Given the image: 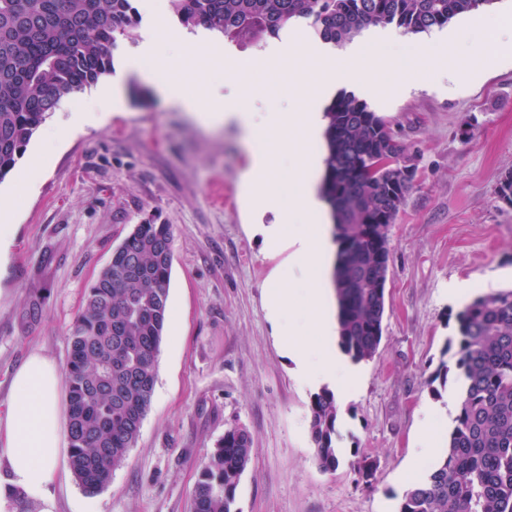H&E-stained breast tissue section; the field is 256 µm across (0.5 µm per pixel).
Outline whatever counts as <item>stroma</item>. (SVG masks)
Here are the masks:
<instances>
[{"label": "stroma", "mask_w": 512, "mask_h": 512, "mask_svg": "<svg viewBox=\"0 0 512 512\" xmlns=\"http://www.w3.org/2000/svg\"><path fill=\"white\" fill-rule=\"evenodd\" d=\"M471 22L459 16L420 35L377 25L358 36L392 40L409 63L384 96L355 94L397 133L415 177L390 227L383 337L359 363L358 391L341 403L336 471L315 459L316 389L297 378L283 328L268 315L288 253L254 231L274 214L247 211L239 199L249 156L238 126L202 125L131 74L109 121L67 138L32 187L0 182V203L15 208L18 224L0 278V416L31 349L67 364L84 292L134 225L173 230L169 318L137 442L94 495L60 462L57 512H189L199 473L232 424L254 446L233 512H398L421 410L436 413L443 443L458 411L456 372L431 380L454 362L464 308L448 285H471L480 297L512 289V206L496 197L512 170V59L438 75ZM361 457L374 464L370 479L352 466Z\"/></svg>", "instance_id": "stroma-1"}]
</instances>
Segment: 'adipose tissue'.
<instances>
[{
    "label": "adipose tissue",
    "mask_w": 512,
    "mask_h": 512,
    "mask_svg": "<svg viewBox=\"0 0 512 512\" xmlns=\"http://www.w3.org/2000/svg\"><path fill=\"white\" fill-rule=\"evenodd\" d=\"M190 50L206 56L215 68L234 66L228 95L181 97L177 82L171 78L172 73L181 71V61L170 55L163 44L149 40L139 54L127 59L123 71L103 81L97 111L72 109L50 137L63 140L84 126L104 123L107 110L121 96L126 73L143 72L155 80L167 98L180 103L206 124L234 121L240 125L250 148V163L241 179L242 199L247 205L256 204L276 212L280 202L275 155L256 148L255 142L268 130L285 133L283 148L288 153L292 180L291 220L256 227L271 248L289 250L288 265L281 273L284 285L269 294V314L281 318L293 310L299 298L313 297L306 323L288 324L287 352L301 380L329 384L337 398H344L359 387L362 374L336 346V316L325 286L329 274L325 259L333 249L330 217L317 193L324 165L321 156L310 153L308 144L320 139L323 132L325 119L317 107L320 95L332 87L354 83L365 84L372 90L384 89L386 77L401 71L403 62L379 40L324 57L306 48L290 52L277 46L247 60L220 46L194 44ZM501 52L512 53L511 20L497 22L492 41L463 33L454 47L455 59L471 64L489 61ZM147 58L153 62L149 70L143 65ZM261 64L273 69L287 66L293 76L287 100L252 94L250 71ZM309 334L322 337V353L309 350L305 341ZM12 385V403L5 419L0 420V480L10 493L36 505L39 512H54L51 489L58 480V463L66 437L60 405L63 374L55 360L35 350L16 370Z\"/></svg>",
    "instance_id": "1"
}]
</instances>
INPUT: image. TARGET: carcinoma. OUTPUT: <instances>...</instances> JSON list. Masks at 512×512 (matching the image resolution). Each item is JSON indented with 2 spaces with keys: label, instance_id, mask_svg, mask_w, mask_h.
<instances>
[{
  "label": "carcinoma",
  "instance_id": "obj_1",
  "mask_svg": "<svg viewBox=\"0 0 512 512\" xmlns=\"http://www.w3.org/2000/svg\"><path fill=\"white\" fill-rule=\"evenodd\" d=\"M186 29L205 27L237 44L276 38L308 23L342 45L370 26L404 34L441 28L494 0H169ZM141 22L134 0H0V181L15 168L61 101L112 73L113 51ZM322 195L338 242L333 283L340 344L355 361L374 356L383 332L389 228L413 179L395 158L392 128L366 101L342 95L326 109ZM394 161L378 165L382 155ZM512 205V170L497 188ZM172 229L137 224L86 289L69 329V466L89 495L126 461L153 400L169 309ZM454 354L459 413L445 457L403 497L399 512H512V290L476 299L458 315ZM310 431L322 470L340 465L338 410L327 389L314 396ZM247 429L230 425L204 463L194 512H231L252 461Z\"/></svg>",
  "mask_w": 512,
  "mask_h": 512
}]
</instances>
